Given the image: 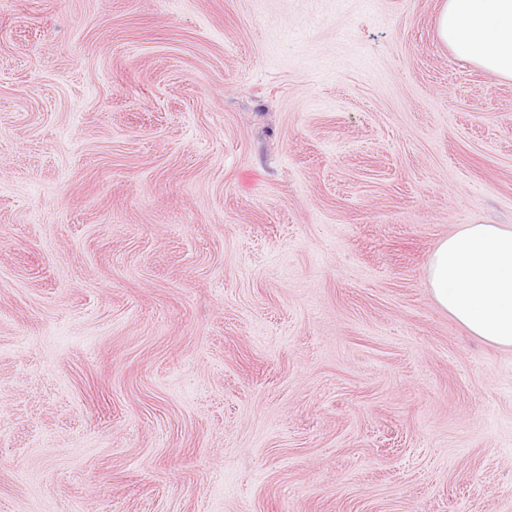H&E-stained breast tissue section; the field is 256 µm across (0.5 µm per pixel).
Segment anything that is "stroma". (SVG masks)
<instances>
[{
    "label": "stroma",
    "mask_w": 512,
    "mask_h": 512,
    "mask_svg": "<svg viewBox=\"0 0 512 512\" xmlns=\"http://www.w3.org/2000/svg\"><path fill=\"white\" fill-rule=\"evenodd\" d=\"M443 0H0V512H512V349L425 274L512 228Z\"/></svg>",
    "instance_id": "1"
}]
</instances>
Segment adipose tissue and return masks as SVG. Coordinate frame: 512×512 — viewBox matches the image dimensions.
<instances>
[{
	"mask_svg": "<svg viewBox=\"0 0 512 512\" xmlns=\"http://www.w3.org/2000/svg\"><path fill=\"white\" fill-rule=\"evenodd\" d=\"M438 32L459 59L512 80V0H444ZM426 283L472 335L512 348V229L468 224L442 238Z\"/></svg>",
	"mask_w": 512,
	"mask_h": 512,
	"instance_id": "obj_1",
	"label": "adipose tissue"
}]
</instances>
